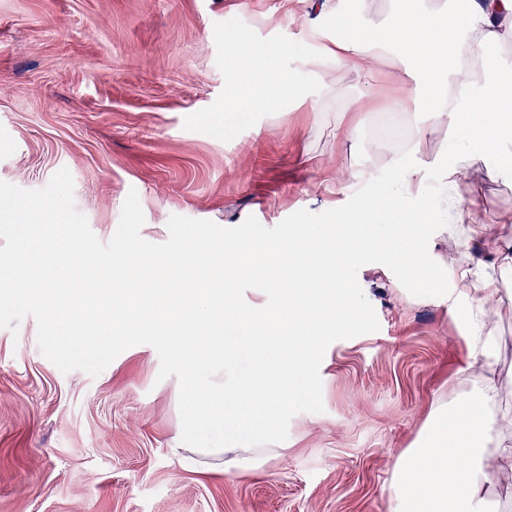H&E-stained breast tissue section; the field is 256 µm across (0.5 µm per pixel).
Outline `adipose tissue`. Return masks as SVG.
<instances>
[{
    "mask_svg": "<svg viewBox=\"0 0 512 512\" xmlns=\"http://www.w3.org/2000/svg\"><path fill=\"white\" fill-rule=\"evenodd\" d=\"M477 46L512 42V0H469L464 34ZM447 7L401 12L384 28L362 24L325 40L308 32L316 57L364 66L371 50H390L405 67L407 95L426 121L414 125L409 160H392L386 207L368 206L346 224L289 225L274 237L235 234L217 241L204 228L186 230L172 251L147 252L133 241L90 255L76 231L61 233L57 212L31 204L10 209L22 224L21 251L0 256V286L12 300L36 306L53 336L73 352L124 348L144 336L172 359L182 379L181 408L190 443L213 471H253L273 454L271 403L292 404L297 376L314 373V348L331 332H355L360 308L347 277L361 254L390 263L424 282L431 238L425 212L408 207L427 168L446 176L459 170L445 156L423 154L435 123L447 119L472 159L487 162L512 140V84L483 58L474 77ZM234 64L225 70L228 112H253L271 96L301 98L296 77L271 69L268 53L234 38ZM460 287L450 313H461L467 356L460 374L479 387L455 401V412L435 402L433 418L397 458L388 485L389 512H489L494 496L512 495V410H498L512 383L490 378L500 344L489 328L500 275L512 274V256L497 271L459 265ZM257 281L274 305L242 307L238 284ZM242 326L261 358L248 376L232 367L224 330Z\"/></svg>",
    "mask_w": 512,
    "mask_h": 512,
    "instance_id": "ef3b65f1",
    "label": "adipose tissue"
}]
</instances>
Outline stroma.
<instances>
[{"mask_svg": "<svg viewBox=\"0 0 512 512\" xmlns=\"http://www.w3.org/2000/svg\"><path fill=\"white\" fill-rule=\"evenodd\" d=\"M0 0V202L60 210L90 252L123 242L173 250L190 226L221 238L321 225L380 192L389 149L369 131L405 100L403 63L369 72L309 64L305 31L390 25L401 0ZM280 48L307 90L224 125L228 40ZM467 167L430 193L424 285L364 256L348 277L361 327L319 345L313 378L281 417L278 455L256 471L203 473L174 458L181 385L145 337L123 350L65 352L27 303L0 301V512H387L394 463L436 399L452 401L467 349L444 292L449 262L512 248V141L471 161L447 123L422 145ZM351 188L336 191L337 176ZM468 210L475 224L457 216ZM493 318L499 382L512 379V280Z\"/></svg>", "mask_w": 512, "mask_h": 512, "instance_id": "1", "label": "stroma"}]
</instances>
